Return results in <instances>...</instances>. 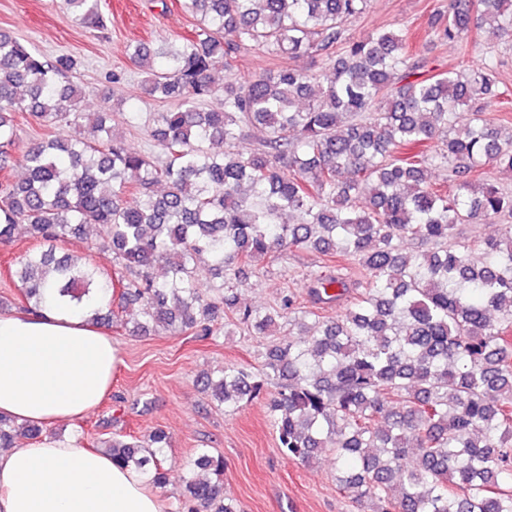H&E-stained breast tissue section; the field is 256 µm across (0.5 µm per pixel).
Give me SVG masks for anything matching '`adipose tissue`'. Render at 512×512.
<instances>
[{"label":"adipose tissue","mask_w":512,"mask_h":512,"mask_svg":"<svg viewBox=\"0 0 512 512\" xmlns=\"http://www.w3.org/2000/svg\"><path fill=\"white\" fill-rule=\"evenodd\" d=\"M117 347L85 314L47 300L0 314V414L51 424L95 410ZM0 512H163L146 478L111 457L43 440L0 452Z\"/></svg>","instance_id":"ef3b65f1"}]
</instances>
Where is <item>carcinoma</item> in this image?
Returning <instances> with one entry per match:
<instances>
[{
	"instance_id": "obj_1",
	"label": "carcinoma",
	"mask_w": 512,
	"mask_h": 512,
	"mask_svg": "<svg viewBox=\"0 0 512 512\" xmlns=\"http://www.w3.org/2000/svg\"><path fill=\"white\" fill-rule=\"evenodd\" d=\"M65 2L84 27L104 25L99 0ZM369 3L184 0L193 34L127 52L145 69L144 94L173 104L152 116L155 154L125 147L107 113L82 111L71 55L47 59L1 31L0 171L17 152L25 175L0 180V245L20 229L35 243L9 270L30 311L51 287L99 323L112 320L116 296L142 310L131 333L204 339L222 316L270 336L300 309L293 291L275 313L241 304L237 288L266 258L311 249L361 265L364 285L339 271L312 277L311 308L288 319L299 327L288 344H269L257 371L232 363L202 376V390L226 412L271 396L280 452L302 463L335 456L336 487L370 512H512V224L483 241L479 264L475 242L457 233L512 215V194L484 176L487 166L512 173V126L484 112L503 98L500 80L491 62L418 76L426 61L407 29L350 37ZM474 30L512 39V0H448L426 35L461 44ZM245 47L320 61L334 80L289 65L216 80L213 62L229 70ZM214 95L224 108L204 109ZM20 113L38 128L22 148ZM253 125L265 130L258 148L224 150ZM433 140V155H400ZM437 165L451 186L431 181ZM92 225L115 279L59 251ZM205 261L220 278L208 290L196 281ZM343 303L345 318L322 315ZM43 433L0 415V448ZM91 447L166 486L165 430ZM182 483L175 512H241L224 491V456L209 448L184 464Z\"/></svg>"
}]
</instances>
